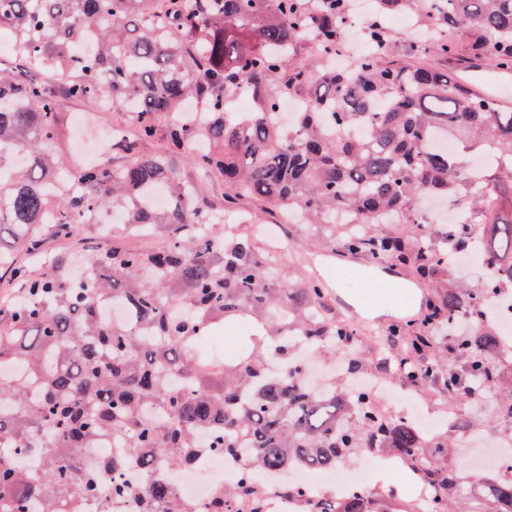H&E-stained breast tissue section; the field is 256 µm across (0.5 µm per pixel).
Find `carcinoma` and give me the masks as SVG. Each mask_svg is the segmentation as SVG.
<instances>
[{
	"label": "carcinoma",
	"mask_w": 512,
	"mask_h": 512,
	"mask_svg": "<svg viewBox=\"0 0 512 512\" xmlns=\"http://www.w3.org/2000/svg\"><path fill=\"white\" fill-rule=\"evenodd\" d=\"M0 0V31L10 34L22 61L0 75V170L10 152L27 164L0 179V273L22 289L0 317V363L22 367L0 377V512H82L89 498L133 492L112 460L108 477L87 464L83 450L108 441L150 469L178 465L200 449L245 457L252 470L277 476L296 464L330 472L379 452L409 458L433 490L430 512H512V477L462 476L452 449L475 424L456 414L438 438L386 416L378 401L330 379L307 384L298 340L334 347L355 374L370 370L353 329L328 307L321 281L302 274L274 283V256L257 247L237 219L239 201L296 213L317 234L336 238L348 225L346 249L376 264L394 261L432 288L424 317L373 329L397 336L392 376L422 387L453 411L457 402L494 393L499 420L512 424V386L501 389L496 358L500 336L490 307L495 291H512V106L471 91L448 72L413 62L433 53L462 52L499 71L512 70V0H376L364 36L368 52L350 69L295 68L271 90L294 43L312 40L321 58L336 57L351 14L349 0ZM411 14L432 29L409 46V60L388 59V15ZM91 39L93 54L75 46ZM123 106L116 145L125 165L86 166L78 188L55 179L61 98L92 103L102 89ZM251 112H230L241 89ZM304 99L285 127L269 120L283 97ZM456 142L455 152L439 141ZM161 140V150L142 146ZM181 155L198 171L224 182L217 203L172 161ZM164 194L168 206L152 197ZM428 196L457 202L467 220L441 230L419 210ZM112 208L129 229L165 231L150 251L103 247L78 280L60 258L30 275L12 260L37 255L44 234L69 237L76 220L89 223ZM382 224H407L388 234ZM485 261L478 288H460V256ZM102 298L128 301L136 323H112ZM247 319L252 334L228 361L203 337L231 320ZM447 329L446 363L426 351ZM275 350L283 375L266 379ZM44 459L36 473L33 456ZM288 494L303 512H407L391 493L359 490L329 500L299 487ZM265 489L244 477L202 509L178 503L157 481L144 512H226L224 500L257 512Z\"/></svg>",
	"instance_id": "carcinoma-1"
}]
</instances>
